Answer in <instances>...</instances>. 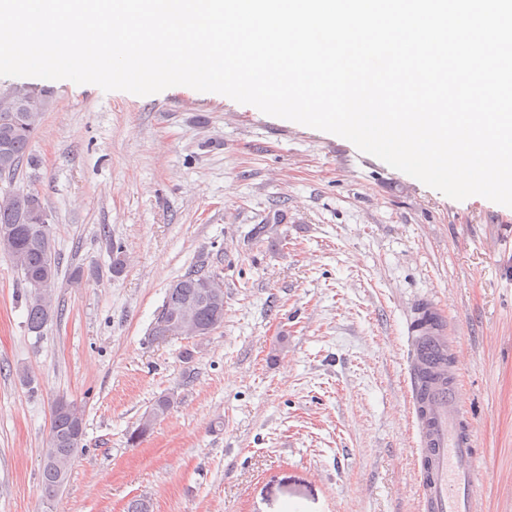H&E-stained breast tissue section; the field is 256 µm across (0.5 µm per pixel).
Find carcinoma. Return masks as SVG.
Masks as SVG:
<instances>
[{"instance_id": "obj_1", "label": "carcinoma", "mask_w": 512, "mask_h": 512, "mask_svg": "<svg viewBox=\"0 0 512 512\" xmlns=\"http://www.w3.org/2000/svg\"><path fill=\"white\" fill-rule=\"evenodd\" d=\"M22 111L5 120L0 112V178L14 180L35 138L47 101L24 89L17 90ZM31 191L0 193V249L13 261L25 284L29 330L41 332L53 319L52 287L58 277V261L52 245L51 225L27 205ZM164 320L181 324L184 332L208 334L224 323V279L201 264L168 289L162 306ZM171 395L155 399L129 435L135 443L147 434L155 421L173 407ZM85 436L84 418L77 405L60 399L51 410L50 434L43 449L41 490L43 497L55 498L67 484L73 459Z\"/></svg>"}]
</instances>
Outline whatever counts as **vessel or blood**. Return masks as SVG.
<instances>
[{
    "mask_svg": "<svg viewBox=\"0 0 512 512\" xmlns=\"http://www.w3.org/2000/svg\"><path fill=\"white\" fill-rule=\"evenodd\" d=\"M406 343L420 512H478L477 438L454 371L457 343L443 327L410 328Z\"/></svg>",
    "mask_w": 512,
    "mask_h": 512,
    "instance_id": "1",
    "label": "vessel or blood"
}]
</instances>
